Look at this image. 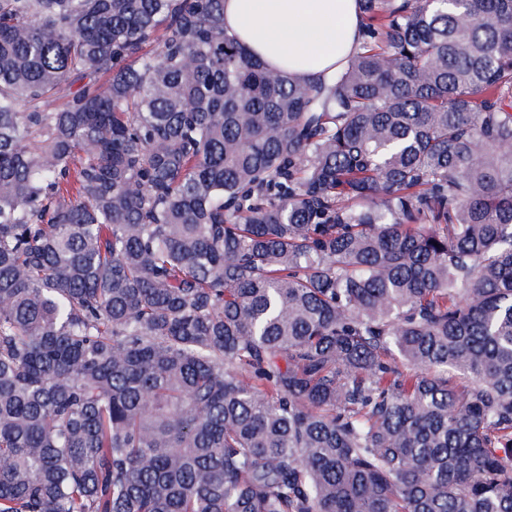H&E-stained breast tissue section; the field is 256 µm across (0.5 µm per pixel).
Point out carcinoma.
Returning a JSON list of instances; mask_svg holds the SVG:
<instances>
[{
    "label": "carcinoma",
    "mask_w": 512,
    "mask_h": 512,
    "mask_svg": "<svg viewBox=\"0 0 512 512\" xmlns=\"http://www.w3.org/2000/svg\"><path fill=\"white\" fill-rule=\"evenodd\" d=\"M359 2L0 0V512H512V0ZM224 32L296 80L327 78L361 41L358 0H224Z\"/></svg>",
    "instance_id": "1"
}]
</instances>
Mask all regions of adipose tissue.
<instances>
[{
    "label": "adipose tissue",
    "mask_w": 512,
    "mask_h": 512,
    "mask_svg": "<svg viewBox=\"0 0 512 512\" xmlns=\"http://www.w3.org/2000/svg\"><path fill=\"white\" fill-rule=\"evenodd\" d=\"M224 31L296 80L326 78L361 41L358 0H224Z\"/></svg>",
    "instance_id": "ef3b65f1"
}]
</instances>
